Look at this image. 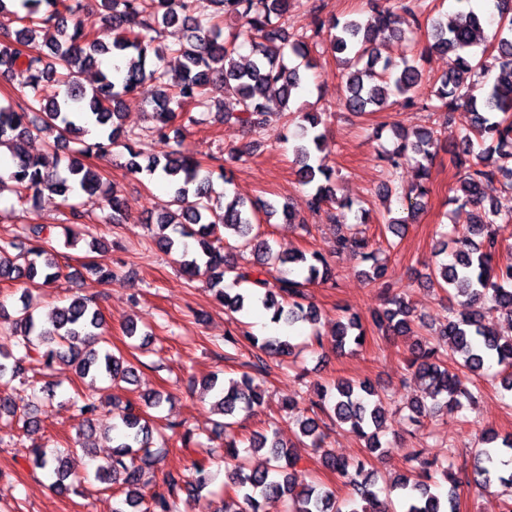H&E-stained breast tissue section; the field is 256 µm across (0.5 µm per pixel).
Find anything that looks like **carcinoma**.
<instances>
[{
    "label": "carcinoma",
    "mask_w": 512,
    "mask_h": 512,
    "mask_svg": "<svg viewBox=\"0 0 512 512\" xmlns=\"http://www.w3.org/2000/svg\"><path fill=\"white\" fill-rule=\"evenodd\" d=\"M102 19L115 33L112 44L100 42L88 23L87 0H0V13L9 10L17 15L22 27L0 33V76L22 79V98L0 105V147L8 148L12 158L9 181L19 198L37 202L43 192L66 199L79 193L98 195L111 213L106 224L127 220L124 204L114 186L106 183L98 170L84 163L93 154H106L116 145L129 154V165L137 173L159 175L165 179L180 177L173 185L170 212L157 217L160 233L154 242L165 253L179 254V266L188 277L206 272L208 287L216 299L231 313L249 312L251 299L261 295L262 306L273 311V320L291 330L299 325L315 324L320 311L310 301L307 288L312 284L336 285L333 258L351 253L370 263L363 271L375 282L387 274V266L378 262L377 250L358 225L370 221V210L352 201H336V170L316 153L322 151L324 132L322 113L294 112L298 132L294 147L296 176L300 184L313 188L310 207L321 209L337 202L341 210L354 212L356 224L343 226L335 213L327 221L337 226L330 256L302 251L280 254L259 232L258 214L269 219L282 215L287 224L302 220L289 207L262 201L247 204L236 198L217 209L212 201L213 166L184 153L180 142L161 157L139 162L136 150L138 135L123 129L121 105L124 98L150 81L155 86L151 106L152 134L161 141L179 133L175 121L182 116L196 126L208 123L212 112L206 90L217 85L232 107L224 109V119L234 120L250 134L268 130L271 108L270 93L278 95L280 111L291 110L301 86L303 72L316 68L309 45H317L325 27H330L329 48L346 76L343 108L350 114L383 112L394 102L390 95L404 97L405 106L420 105L436 115L431 126L412 134L392 125L397 139L393 148L379 153L388 167V184L383 195H396L407 216L387 220L385 229L397 235L402 225L419 213L430 192L431 169L437 153L444 149L441 127L453 111L464 108L472 113V125L460 142L448 149L450 161L463 169V176L451 201L461 209H473L471 224L465 230L452 227L443 234L435 255L445 256L436 262L429 285L444 290L457 300L450 307L442 335L444 344L428 340L410 347L408 369L422 386L426 403L417 400L409 405L407 419L415 427L432 417L440 408L461 410L480 395L478 379L490 367H501V386L512 391V336H496L485 326V305L504 312L512 320V248L504 245L501 231L512 224V211L485 205V189L499 182L512 191V0H494L492 17L497 27L493 41H484V15L475 11L471 0H456L457 11L449 21L426 14L425 0H396L399 12L382 10L367 21L358 18L332 19L326 22L314 16L311 34L288 32L291 0H96ZM227 19L243 28L249 38L251 55L238 53L237 36L224 37L216 19ZM410 28L426 27L429 40L424 52L448 55V73L434 82L430 96L419 98L413 92L422 80L417 60L394 63L382 58L375 46L383 35L401 39ZM180 26L186 39L158 45L161 30ZM122 59L112 68L102 66L103 57ZM172 55L180 65L174 70L154 67L149 61ZM96 69V79L87 86L83 74ZM41 114L40 132L53 134L48 150L33 154L25 143L31 137V115ZM98 130L88 142L89 126ZM70 152V178L60 179L56 168L61 161L59 150ZM418 166V181L410 186L397 183L399 170L408 162ZM43 225H24L21 234L0 237V280H21L32 287H42L60 277V267L50 248V238ZM237 239L242 251H250L254 262L240 266L224 253L218 232ZM17 249L19 253L12 254ZM87 274L98 281L113 278L112 269L88 257L81 263ZM22 308L14 328L0 343V381L23 385L33 366L50 370L58 361L74 366L76 374L91 381L102 380L117 385L135 381L137 368L107 347L105 320L92 298L74 296L57 307L45 322L35 317L30 303L20 297ZM375 328L386 335H414V312L405 298L394 295L370 315ZM242 335L256 348L240 379L221 382L213 376L204 383L218 414L224 421L218 426L227 431L236 424L241 412H253L263 404L262 392L254 384V375L267 370L265 357L293 353L289 336L257 338L250 332ZM366 339L362 319L353 315L338 322L332 336L341 352L362 346ZM17 388L0 391V422L10 427L35 432L41 428L43 410L19 405ZM308 415L297 416L303 446L320 453L317 462L347 478L352 497L336 499L321 481L314 479L296 490L298 467L303 456L295 444L279 440L277 431H255L242 446L235 437L224 443V464L231 470L229 490L216 512H264L271 501H284L286 512H459L458 490L476 486L487 490L493 484L503 488L502 512H512V464L506 455L512 452V435L484 432L473 461L463 460L457 469L440 466L443 479L451 481L448 490H432L430 469L437 465L419 451L410 455V474L396 477L384 491L392 497L385 504L375 490L376 480L361 461L349 462L322 450L326 439V420L349 425L365 442L368 453L382 450L379 433L387 418L384 398L368 382L338 379L326 386L314 384L303 397ZM80 412L86 429L79 448L88 453L98 428H116L103 421L102 406L93 398L82 399ZM122 432L115 436L112 455L97 467L94 480L107 485L124 486V507L116 512H183L200 498L211 482L202 466L195 477L184 479L166 473L163 487L147 496L140 490L143 469L156 465L168 452V442L179 435L182 446L190 449L193 434L177 433L178 424L168 423L171 435L160 436L161 445L153 448V427L148 414L135 404H128L121 418ZM266 452L264 465L254 467L250 459ZM23 457L35 469L51 475L52 487L60 494L74 490L68 453L40 446L23 449Z\"/></svg>",
    "instance_id": "cac0c4a2"
}]
</instances>
